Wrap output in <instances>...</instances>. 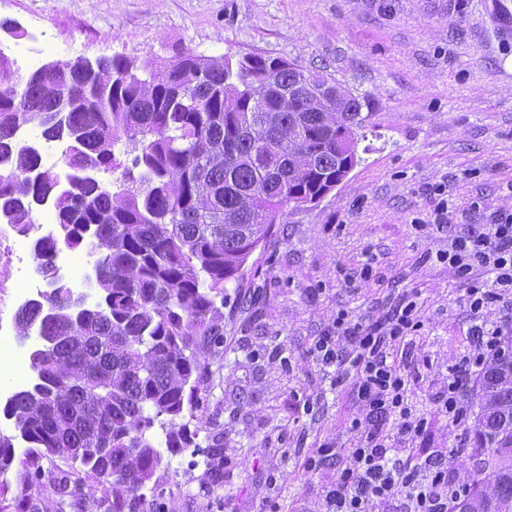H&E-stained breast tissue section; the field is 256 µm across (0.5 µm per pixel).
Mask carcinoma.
<instances>
[{
	"label": "carcinoma",
	"instance_id": "cac0c4a2",
	"mask_svg": "<svg viewBox=\"0 0 512 512\" xmlns=\"http://www.w3.org/2000/svg\"><path fill=\"white\" fill-rule=\"evenodd\" d=\"M68 82L69 112L54 111L56 73L0 83V224L27 231L47 202L57 220L33 243L49 290L15 321L18 335L36 323L52 345L30 363L32 387L5 403L16 434L0 436V473L20 439L38 458L83 466L111 488L112 512H125L162 464L154 426L172 454L193 444L176 420L199 402L225 283L286 207L320 201L357 161L365 117L334 79L280 58L103 57ZM21 122L46 140L77 134L61 160L67 183L18 145ZM122 140L135 152L129 166L114 152ZM79 248L99 254L102 302L74 344L69 286L53 258ZM500 428L499 414H476L478 478L452 512H512V436Z\"/></svg>",
	"mask_w": 512,
	"mask_h": 512
}]
</instances>
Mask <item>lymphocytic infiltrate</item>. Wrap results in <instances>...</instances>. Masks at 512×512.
Listing matches in <instances>:
<instances>
[{"instance_id":"f902f5d3","label":"lymphocytic infiltrate","mask_w":512,"mask_h":512,"mask_svg":"<svg viewBox=\"0 0 512 512\" xmlns=\"http://www.w3.org/2000/svg\"><path fill=\"white\" fill-rule=\"evenodd\" d=\"M431 193L434 205L426 223L448 233V248L437 257L466 283L473 320L472 350L437 393L446 415L459 425L469 415L470 381L503 354L512 331V209L494 210L480 224H455L445 185H433ZM490 308L498 311V321L485 320ZM420 323L416 301L404 299L372 322L339 311L314 341L313 354L335 366L337 382L351 381L363 409L353 424L355 446L325 491L326 512H450L454 497L468 488L443 466L444 451L418 453L410 447L421 427L410 420L405 379L388 354Z\"/></svg>"}]
</instances>
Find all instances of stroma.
I'll use <instances>...</instances> for the list:
<instances>
[{"mask_svg":"<svg viewBox=\"0 0 512 512\" xmlns=\"http://www.w3.org/2000/svg\"><path fill=\"white\" fill-rule=\"evenodd\" d=\"M491 0H9L0 51L40 37L57 59L121 56L169 63L182 52L283 58L335 79L367 121L358 162L317 204L288 209L224 288L221 334L208 346L206 391L182 421L192 447L171 455L134 512H324L339 457L308 462L334 442L351 447L362 410L311 347L337 312L382 318L414 297L422 326L392 360L407 381L417 448L456 447L436 392L473 338L463 282L436 259L448 236L419 226L446 184L458 224L482 208H512V37ZM480 210H473V203ZM371 277H364V270ZM223 450L219 481L208 451ZM74 492L63 512H110L111 490L57 457L0 474L6 512H54L48 472Z\"/></svg>","mask_w":512,"mask_h":512,"instance_id":"obj_1","label":"stroma"}]
</instances>
